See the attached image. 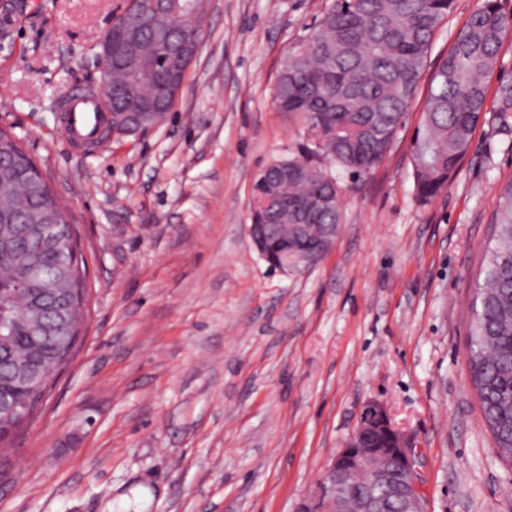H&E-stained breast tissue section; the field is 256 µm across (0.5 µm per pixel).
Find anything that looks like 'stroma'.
Masks as SVG:
<instances>
[{"label":"stroma","instance_id":"1","mask_svg":"<svg viewBox=\"0 0 512 512\" xmlns=\"http://www.w3.org/2000/svg\"><path fill=\"white\" fill-rule=\"evenodd\" d=\"M118 2L23 0L0 45V129L65 207L86 271L76 353L0 450V512H297L371 400L414 441L424 512H512L468 366L512 136L479 124L421 203L424 79L383 162L355 177L273 105L286 50L332 0H210L164 121L74 146L64 104L98 79ZM288 159L336 179L341 223L286 275L248 225L258 174Z\"/></svg>","mask_w":512,"mask_h":512}]
</instances>
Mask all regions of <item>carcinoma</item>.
<instances>
[{
    "label": "carcinoma",
    "instance_id": "1",
    "mask_svg": "<svg viewBox=\"0 0 512 512\" xmlns=\"http://www.w3.org/2000/svg\"><path fill=\"white\" fill-rule=\"evenodd\" d=\"M454 0H333L305 44L289 51L280 68L274 104L281 112L303 118L332 162L357 175L378 167L390 151L405 112L428 63L435 32L452 12ZM128 20L112 26V43L119 59L129 55L124 40ZM185 19L166 28H146L141 57L131 70L119 64L113 75L112 111H123L127 98L147 99L165 83V68L156 65L154 47L176 40ZM512 29V11L501 0H483L455 34L448 52L433 72L422 128L413 150L417 198L426 203L447 187L462 162L479 123L492 121L512 130V71L499 65L502 43ZM499 72L493 104L487 101V78ZM0 154L14 161L0 167V299H17L29 309L21 276L36 263L61 302L83 301L77 236L57 198L30 158L11 136L0 130ZM288 197L301 207H313L309 233L325 224H340V187L312 170L288 183ZM503 204L494 213L493 247L484 268L487 288L471 329L469 369L493 451L512 463V180L501 191ZM293 213L280 221V245L295 243ZM44 321L39 312L23 325L0 318V397L16 399L19 409L0 415V446L36 413L44 397L40 389L4 378L15 360L41 359L53 367L73 355L78 336L34 338L33 327Z\"/></svg>",
    "mask_w": 512,
    "mask_h": 512
}]
</instances>
